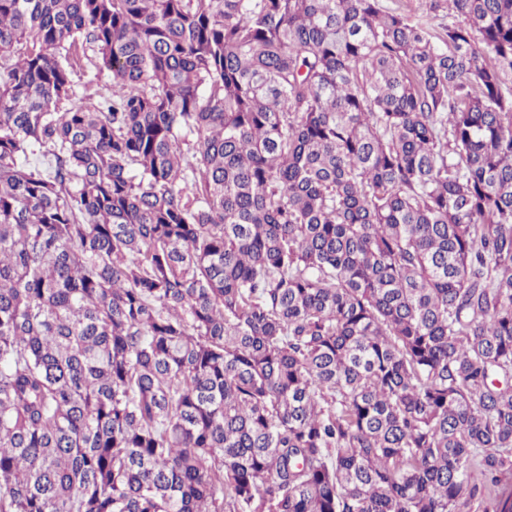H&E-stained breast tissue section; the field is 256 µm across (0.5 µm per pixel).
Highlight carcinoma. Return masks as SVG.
Returning <instances> with one entry per match:
<instances>
[{
  "label": "carcinoma",
  "mask_w": 512,
  "mask_h": 512,
  "mask_svg": "<svg viewBox=\"0 0 512 512\" xmlns=\"http://www.w3.org/2000/svg\"><path fill=\"white\" fill-rule=\"evenodd\" d=\"M418 2L0 0V512H512V0ZM80 66L78 65L73 74L75 93L77 99H89L91 102L101 100L100 96L110 95L112 83L111 74L108 71H100L93 62L95 54L92 47L88 45L80 48Z\"/></svg>",
  "instance_id": "cac0c4a2"
}]
</instances>
